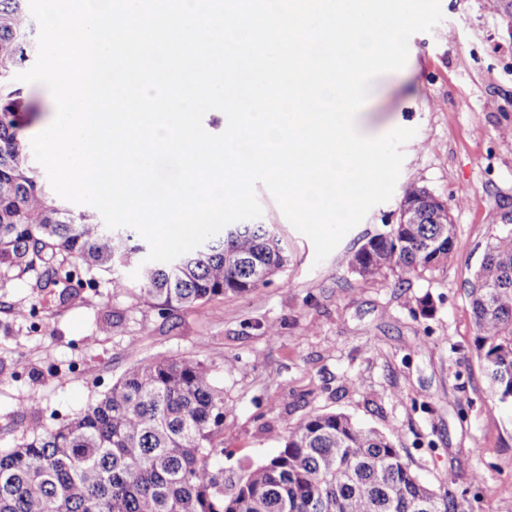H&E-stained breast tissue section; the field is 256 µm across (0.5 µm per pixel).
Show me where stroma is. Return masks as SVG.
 Returning <instances> with one entry per match:
<instances>
[{"instance_id":"35a3bbf8","label":"stroma","mask_w":512,"mask_h":512,"mask_svg":"<svg viewBox=\"0 0 512 512\" xmlns=\"http://www.w3.org/2000/svg\"><path fill=\"white\" fill-rule=\"evenodd\" d=\"M441 6L443 21L413 34L414 57L375 78L363 106L370 135L417 130L394 194L322 263L261 186L288 264L249 293L162 315L104 280L65 299L0 273L1 450L95 403L134 363L191 357L224 391L225 474L275 455L307 416L336 411L393 435L419 479L462 512H512V413L488 394L466 293L487 240L512 227V137L501 134L512 127V27L485 0ZM413 184L451 211L447 261L362 279L346 254L397 222Z\"/></svg>"}]
</instances>
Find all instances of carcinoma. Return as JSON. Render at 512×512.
Listing matches in <instances>:
<instances>
[{
  "instance_id": "obj_1",
  "label": "carcinoma",
  "mask_w": 512,
  "mask_h": 512,
  "mask_svg": "<svg viewBox=\"0 0 512 512\" xmlns=\"http://www.w3.org/2000/svg\"><path fill=\"white\" fill-rule=\"evenodd\" d=\"M27 0H0V269L41 270L39 288L117 273L143 247L132 234L56 198L32 166L21 134L36 113L15 80L37 48ZM451 213L425 187L406 191L399 223L349 258L360 277L419 274L448 259ZM288 257L267 224H230L190 255L139 268L132 287L160 313L268 282ZM467 296L474 347L491 396L512 411V228L486 243ZM224 392L203 364L160 355L135 363L101 399L53 430L35 426L0 452V512H458L454 497L422 483L393 437L344 413L308 416L279 453L229 478L210 460L224 454Z\"/></svg>"
}]
</instances>
